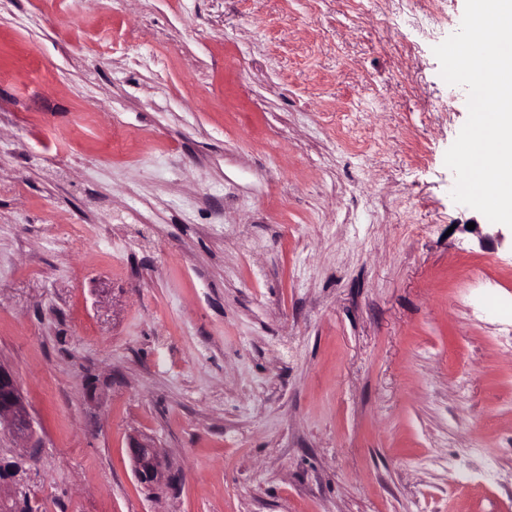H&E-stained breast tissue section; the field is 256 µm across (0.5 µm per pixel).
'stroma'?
<instances>
[{"instance_id":"35a3bbf8","label":"stroma","mask_w":512,"mask_h":512,"mask_svg":"<svg viewBox=\"0 0 512 512\" xmlns=\"http://www.w3.org/2000/svg\"><path fill=\"white\" fill-rule=\"evenodd\" d=\"M464 4L0 0L32 512H512V247L451 196L433 53ZM134 473L145 486L161 485L167 480L162 452L148 441L137 440L131 446Z\"/></svg>"}]
</instances>
